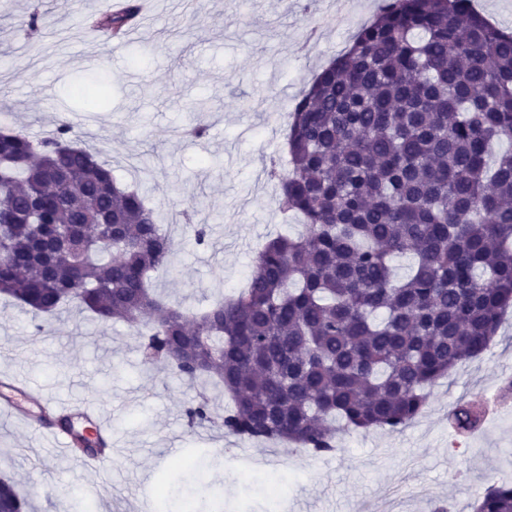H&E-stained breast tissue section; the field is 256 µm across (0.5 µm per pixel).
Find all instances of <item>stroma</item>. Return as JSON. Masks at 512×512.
<instances>
[{
  "mask_svg": "<svg viewBox=\"0 0 512 512\" xmlns=\"http://www.w3.org/2000/svg\"><path fill=\"white\" fill-rule=\"evenodd\" d=\"M166 2L117 47L88 24L105 0H0V126L37 139L67 118L78 144L144 192L161 221L187 210L209 228L201 245L177 229L171 267L149 278L168 300L197 309L244 287L266 241L303 232L301 218L282 220L265 166L287 154L283 116L381 0H312L304 16L288 0ZM34 10L49 26L19 30ZM100 80L109 87L97 106L76 95ZM193 125L205 135L188 137ZM33 326L32 314L0 298V374L65 403L93 400L112 430L111 462L94 471L0 415V476L30 492L35 512H76L82 498L96 512H156L162 501L179 512L200 486L224 512H471L488 484L512 482V404L466 439L448 425L458 399L493 396L512 377V313L484 355L431 388L408 426L339 436L328 456L189 427L195 388L169 370H144L124 323L72 312L50 335L33 337ZM281 468L288 483L275 496L266 476Z\"/></svg>",
  "mask_w": 512,
  "mask_h": 512,
  "instance_id": "1",
  "label": "stroma"
}]
</instances>
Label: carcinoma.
I'll return each mask as SVG.
<instances>
[{"label":"carcinoma","mask_w":512,"mask_h":512,"mask_svg":"<svg viewBox=\"0 0 512 512\" xmlns=\"http://www.w3.org/2000/svg\"><path fill=\"white\" fill-rule=\"evenodd\" d=\"M140 13L127 0L95 27L117 37ZM501 139L512 140V33L471 0H383L290 114L289 169L273 161L266 174L306 233L269 240L248 287L196 311L151 291L173 240L62 121L40 139L0 129V294L42 317L37 335L68 307L146 326L145 368L231 398L219 418L202 397L190 426L330 453L338 431L409 424L512 307V150L489 153ZM448 419L474 434L480 400ZM0 512H29L9 479ZM473 512H512V483L489 485Z\"/></svg>","instance_id":"carcinoma-1"}]
</instances>
